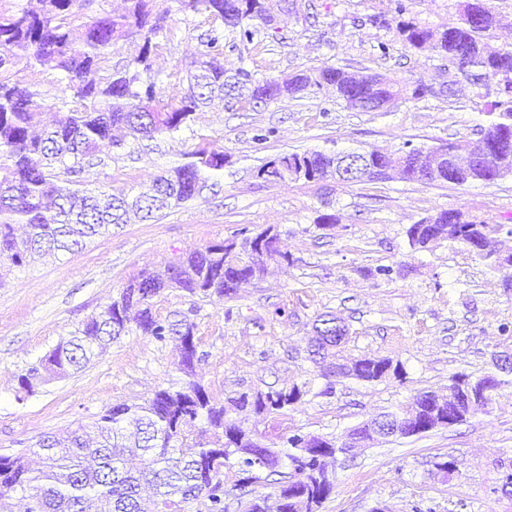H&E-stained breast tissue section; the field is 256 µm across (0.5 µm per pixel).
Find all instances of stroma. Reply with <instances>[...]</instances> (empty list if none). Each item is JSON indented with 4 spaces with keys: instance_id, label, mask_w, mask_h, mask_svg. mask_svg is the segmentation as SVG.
Listing matches in <instances>:
<instances>
[{
    "instance_id": "35a3bbf8",
    "label": "stroma",
    "mask_w": 512,
    "mask_h": 512,
    "mask_svg": "<svg viewBox=\"0 0 512 512\" xmlns=\"http://www.w3.org/2000/svg\"><path fill=\"white\" fill-rule=\"evenodd\" d=\"M273 19L253 43L224 36L226 70L256 80L285 79L334 65L356 74L380 73L410 84L448 82L444 60L410 46L397 31L407 18L432 28L454 25L455 0H263ZM206 16L170 11L151 54L158 88L185 76L210 28ZM14 80L40 91L42 123L54 122L64 74L19 62ZM495 85L463 81L454 95L400 98L383 112L348 108L334 88L299 97L251 100L230 96L195 112L173 136L131 145L102 166L88 168L91 191L134 196L185 162L199 145L224 154L223 170L208 174L199 196L151 221L131 218L59 257L0 265V452L29 453L47 433L91 421L103 408L140 403L186 379L175 343L129 332L81 370L24 390L19 379L88 317L98 313L142 269L161 270L211 243L274 227L290 260L272 263L259 280L240 284L224 300L179 290L157 298L156 313L195 322L201 361L194 378L223 402L269 388L304 390L301 404L276 413L240 414L243 427L285 447L293 434L337 440L379 412L410 403L422 391L447 394L453 375L492 370L495 353L512 350V289L502 274L448 240L413 250L406 230L448 209L490 224L512 248V176L465 186L361 181L267 182L257 176L269 157L318 150L395 153L405 144L436 147L477 143ZM324 215L335 223L321 225ZM391 267V277L375 268ZM287 306V315L278 307ZM341 317L346 358L387 359L394 372L367 383H328L307 358L318 315ZM453 462L441 471L437 462ZM333 489L319 512H512L502 480L512 473V387L488 409L451 427L411 438L381 440L330 459Z\"/></svg>"
}]
</instances>
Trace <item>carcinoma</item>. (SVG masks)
I'll return each instance as SVG.
<instances>
[{"label":"carcinoma","mask_w":512,"mask_h":512,"mask_svg":"<svg viewBox=\"0 0 512 512\" xmlns=\"http://www.w3.org/2000/svg\"><path fill=\"white\" fill-rule=\"evenodd\" d=\"M79 0H36L10 15L0 14V262L23 264L33 251H72L112 224L124 223L128 210L135 209L150 218L153 214L193 199L205 187V172L224 169V153L200 147L188 161L161 177L154 194L132 200L112 195L95 198L79 189L85 167L101 165L99 148L112 152L128 148L129 140L153 141L172 136L186 126L192 114L231 91L251 88L254 99L294 96L312 88L330 85L347 107L365 111L357 100H391L408 95L420 98L434 95L429 87L410 86L380 74L354 75L342 68L324 66L309 74H298L283 81L253 82L251 74L239 69L229 75L217 57L224 54V27L235 30L241 42L251 43L257 29L243 21L267 23L262 0H174L185 16L206 14L221 25L200 35L205 47L192 63L188 87L164 96L147 76L149 59L156 39L165 30L167 11L154 9V0H126L124 10L105 14L83 24V36H72L80 19ZM492 0H458V22L435 30L412 21L397 25L398 33L411 46L431 47L444 57L457 61V72L470 79V69L483 71L485 81H496L497 93L505 96L492 104L491 119L481 130L480 144L471 149L463 140L448 142V151L438 164L436 181L465 185L491 183L512 175V154L497 145L512 140V48H492L488 40L500 24L491 7ZM141 42L133 62L115 68L99 80L87 79L108 58L112 45L120 39ZM27 59L46 72L63 71L68 86L60 98L62 117L50 127L40 126L41 94L26 85L11 83L4 73L19 60ZM342 152L326 154L304 151L276 155L266 160L257 176L267 182L288 178L303 168L308 183L326 175ZM384 161L400 169L399 180L413 181L414 160L401 150ZM24 224L29 232L17 238L15 225ZM486 225L476 224L455 210H442L413 224L407 231L410 246L428 245L435 231L443 238L471 252L470 245H481ZM288 260L278 250L249 254L242 259L224 243H211L180 258L179 272L143 270L112 299L97 316L82 323L67 341L59 344L20 378L29 390L35 380H47L80 369L94 353L135 330L158 343L174 342L181 353V370L193 371L200 361L195 342L196 324L187 319L171 321L153 312L154 299L171 289L201 298L232 296L228 283L257 279L268 263ZM336 340L318 343L311 350L321 376L328 378V365L336 363ZM354 362L343 377L363 382L377 381L391 369ZM477 380L494 391V399L512 386V373L506 370L479 375L459 374L448 389L455 391L465 380ZM303 396L296 386L243 393L231 400L237 411L275 413L297 403ZM421 392L398 411L417 423L435 426L430 408ZM224 405L211 399L203 386L187 381L179 389H161L139 404H118L104 408L88 425L67 432L44 435L33 444L43 467L32 469L21 455L0 454V498L18 494L24 512H182L185 504L202 501L207 512H229L224 490V468L235 460L246 482L245 491L266 472L279 485L282 512H298L302 496L310 498L307 512L318 508L329 497L314 463L303 461L298 435L287 438L294 449L288 455L292 471H280L281 451L269 446L263 437L247 432L238 422L226 418ZM202 422L213 431L209 439L188 440L186 429Z\"/></svg>","instance_id":"1"}]
</instances>
